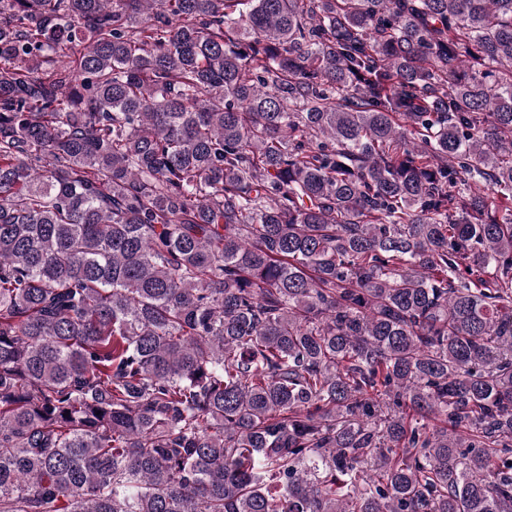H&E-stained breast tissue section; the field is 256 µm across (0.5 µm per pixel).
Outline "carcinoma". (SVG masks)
I'll return each instance as SVG.
<instances>
[{"label":"carcinoma","mask_w":512,"mask_h":512,"mask_svg":"<svg viewBox=\"0 0 512 512\" xmlns=\"http://www.w3.org/2000/svg\"><path fill=\"white\" fill-rule=\"evenodd\" d=\"M0 512H512V0H0Z\"/></svg>","instance_id":"1"}]
</instances>
